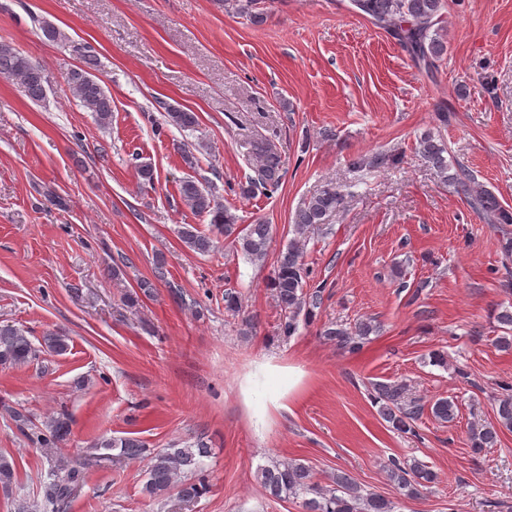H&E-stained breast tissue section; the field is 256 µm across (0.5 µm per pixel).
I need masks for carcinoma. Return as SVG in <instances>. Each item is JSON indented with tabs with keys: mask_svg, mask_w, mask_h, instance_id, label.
<instances>
[{
	"mask_svg": "<svg viewBox=\"0 0 512 512\" xmlns=\"http://www.w3.org/2000/svg\"><path fill=\"white\" fill-rule=\"evenodd\" d=\"M443 8V0H357L356 13L387 30L417 68L431 73L448 51L447 41L442 34ZM94 67L95 59L89 57L85 67L71 71L66 79L67 91L80 107L94 114L100 128L106 129L112 122V96L92 74ZM0 80L15 83L23 96L37 104L46 100L50 88L46 70L13 43L6 41H0ZM165 123L181 131L191 130L197 124V115L168 106L165 108ZM418 150L426 162L443 177L449 178L455 192L463 195L473 210L490 215L495 224H512V210L500 205L469 170L460 167L455 173L448 174L447 148L444 144L427 133L420 138ZM252 155L256 161L255 176L239 184V195L244 199L261 189L270 192L281 181L280 157L271 144L255 143ZM179 195L193 213L210 217L213 232L233 238L244 255L252 259L265 255L270 226L259 221L249 225L244 233L238 231V218L224 207L214 185L205 186L186 178L179 183ZM344 202L345 194L335 186L328 185L310 197L296 215L295 237L280 258L272 282L283 316L281 331L285 336L293 335L298 330L300 316L311 318L313 308L318 305V296L305 291L302 257L307 230L314 224L324 223ZM179 235L188 247L202 253L213 246L211 237L190 224L182 226ZM372 332L371 323L360 321L350 327L327 326L321 335L340 350L354 353L369 340ZM67 350V336L63 334H50L44 338L43 345L36 347L23 330L8 324L0 325V365L25 364L38 359L44 351L61 355ZM372 400L378 406L381 419L389 428L401 434L416 435L418 423L426 413L441 422L455 417L454 401L438 398L427 404L411 396L409 386L403 381L372 384ZM495 408V422L477 423L469 429V441L475 451L495 446L500 433L512 431V384L502 385ZM10 416L21 431H29L31 441L54 458V465L43 484L44 512H65L84 482L85 470L110 459L109 450L113 448L120 449V455L126 458L148 455L143 491L151 498L161 499L172 487H177L178 507L174 512H184L198 503L209 489L202 461L208 456V448L201 441L182 448H162L148 454L137 439L102 440L94 448H103L105 452L90 455L83 464L74 466L56 456V449L71 433V424L65 414L49 418L42 428L31 427L29 416L21 411L12 410ZM386 473L390 484L405 498L420 495L437 481V474L419 460L408 463L392 459ZM258 477L271 496L280 498L285 495L300 500L303 512H395L396 508L395 501L382 494L363 490L345 471L338 470L331 474L325 484L317 481L313 468L299 459L276 460L261 466ZM15 480L13 462L0 454V491L7 499L14 496Z\"/></svg>",
	"mask_w": 512,
	"mask_h": 512,
	"instance_id": "carcinoma-1",
	"label": "carcinoma"
}]
</instances>
